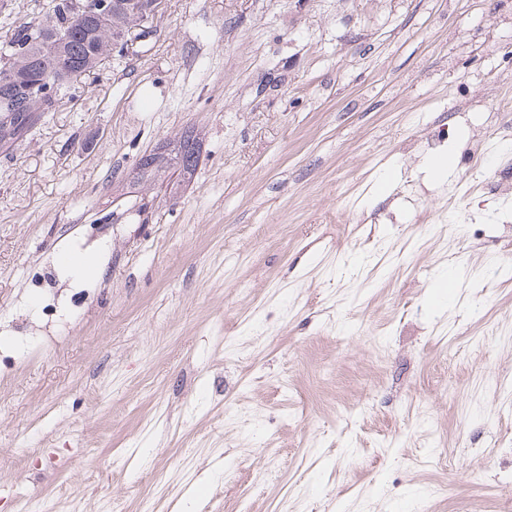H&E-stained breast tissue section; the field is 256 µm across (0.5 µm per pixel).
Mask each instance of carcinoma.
<instances>
[{"mask_svg":"<svg viewBox=\"0 0 512 512\" xmlns=\"http://www.w3.org/2000/svg\"><path fill=\"white\" fill-rule=\"evenodd\" d=\"M132 1L146 2L111 0L112 8L106 14L93 21H83L71 11L69 0H50L46 23L20 24L14 28L11 39L0 46V75L19 56H27L34 62L50 58L75 80L102 66L107 57L96 55L95 49L123 39L129 26L136 23L134 15L128 13ZM72 87L71 82L43 83L33 91L35 107L21 99L9 113L0 108V145L25 137L43 114L56 110L58 101Z\"/></svg>","mask_w":512,"mask_h":512,"instance_id":"1","label":"carcinoma"}]
</instances>
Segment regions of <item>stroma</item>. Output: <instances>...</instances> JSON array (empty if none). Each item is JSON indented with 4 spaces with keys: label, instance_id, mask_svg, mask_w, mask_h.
I'll use <instances>...</instances> for the list:
<instances>
[{
    "label": "stroma",
    "instance_id": "stroma-1",
    "mask_svg": "<svg viewBox=\"0 0 512 512\" xmlns=\"http://www.w3.org/2000/svg\"><path fill=\"white\" fill-rule=\"evenodd\" d=\"M501 95L512 0H164L0 147V512H503Z\"/></svg>",
    "mask_w": 512,
    "mask_h": 512
}]
</instances>
